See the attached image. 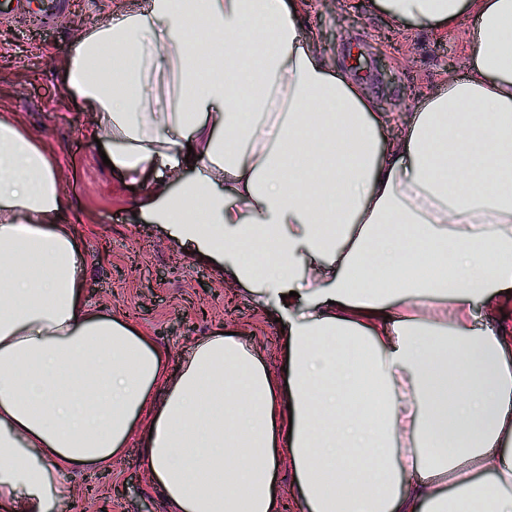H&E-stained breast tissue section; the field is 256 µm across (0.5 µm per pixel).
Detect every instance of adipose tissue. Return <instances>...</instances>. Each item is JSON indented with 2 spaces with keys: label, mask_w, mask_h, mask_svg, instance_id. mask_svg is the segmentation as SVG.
Masks as SVG:
<instances>
[{
  "label": "adipose tissue",
  "mask_w": 512,
  "mask_h": 512,
  "mask_svg": "<svg viewBox=\"0 0 512 512\" xmlns=\"http://www.w3.org/2000/svg\"><path fill=\"white\" fill-rule=\"evenodd\" d=\"M446 29L449 78L385 117L306 34L299 0H150L76 40L63 86L162 225L280 319L287 372L215 331L167 369L92 309L58 159L0 113V512H49L56 472L146 448L170 512H512V0H373ZM163 400H156V390Z\"/></svg>",
  "instance_id": "obj_1"
}]
</instances>
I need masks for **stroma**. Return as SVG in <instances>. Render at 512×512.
I'll use <instances>...</instances> for the list:
<instances>
[{
	"label": "stroma",
	"mask_w": 512,
	"mask_h": 512,
	"mask_svg": "<svg viewBox=\"0 0 512 512\" xmlns=\"http://www.w3.org/2000/svg\"><path fill=\"white\" fill-rule=\"evenodd\" d=\"M60 30L0 25V112L56 153L86 272L82 292L89 305L128 314L179 362L195 339L221 328L237 333L267 369L283 374L286 354L279 329L245 287L225 281L214 265L194 262L161 225L134 216L145 188L131 186L105 167L89 132L95 114L76 105L58 72L83 33L108 14L134 12L148 0H68ZM306 30L329 63L361 56L367 93L386 115L414 111L437 94L449 76H466L473 48V18L435 30L401 22L375 10L370 0H303ZM68 488L52 512H168L161 489L148 478L145 451L133 444L113 457L110 470L58 472Z\"/></svg>",
	"instance_id": "1"
}]
</instances>
